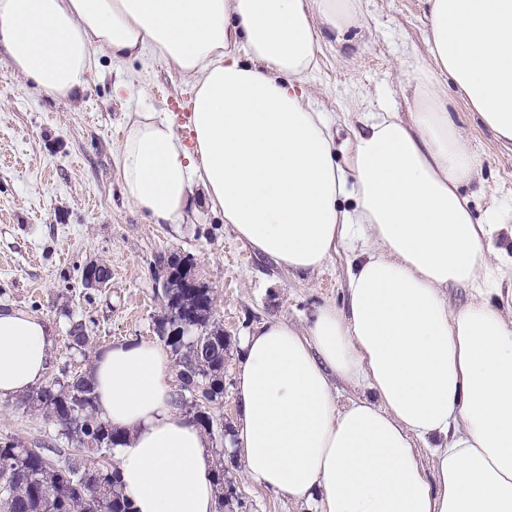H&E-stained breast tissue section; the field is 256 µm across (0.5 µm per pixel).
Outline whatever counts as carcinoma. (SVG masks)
Instances as JSON below:
<instances>
[{
	"label": "carcinoma",
	"instance_id": "carcinoma-1",
	"mask_svg": "<svg viewBox=\"0 0 512 512\" xmlns=\"http://www.w3.org/2000/svg\"><path fill=\"white\" fill-rule=\"evenodd\" d=\"M165 315L156 324V337L170 348L177 368L175 404L211 439L218 428L212 404L224 397V352L228 338L214 318L215 297L204 285L181 288L173 282L161 290ZM69 346L90 361L94 337L86 320L69 318ZM24 405L53 421L67 443L83 455L71 457L47 440L26 443L0 437V512H135L124 495L112 449L124 436L101 419L89 372L60 368L26 397ZM218 506L239 500L237 487L224 473V460L215 469Z\"/></svg>",
	"mask_w": 512,
	"mask_h": 512
}]
</instances>
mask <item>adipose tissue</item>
<instances>
[{
    "label": "adipose tissue",
    "mask_w": 512,
    "mask_h": 512,
    "mask_svg": "<svg viewBox=\"0 0 512 512\" xmlns=\"http://www.w3.org/2000/svg\"><path fill=\"white\" fill-rule=\"evenodd\" d=\"M427 4L412 112L359 116L341 161L301 84L360 0H0V44L53 97L83 89L98 52L150 47L191 79L192 145L170 113L126 115L118 176L151 223H187L208 201L293 272L361 242L344 308L240 343L232 447L251 482L310 512H512V255L494 248L512 208L475 217L464 188L481 159L444 90L512 150V0ZM452 286L467 305H449ZM52 345L44 317L0 309V401L42 384ZM92 378L99 416L124 436L135 512H215L214 458L173 400L169 351L112 343ZM341 382L362 395L340 404Z\"/></svg>",
    "instance_id": "1"
}]
</instances>
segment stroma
I'll list each match as a JSON object with an SVG mask.
<instances>
[{
    "mask_svg": "<svg viewBox=\"0 0 512 512\" xmlns=\"http://www.w3.org/2000/svg\"><path fill=\"white\" fill-rule=\"evenodd\" d=\"M360 10V24L344 42L322 43L318 66L302 84L340 147L361 113L409 112L415 82L405 62L428 60L425 0H360ZM193 94L191 81L147 48L122 60L97 54L85 90L57 99L15 73L0 45V307L43 316L53 330L51 368L80 371L86 364L68 346V314L86 320L99 349L116 341H155L164 314L155 261L170 254L191 259L198 280L214 291V317L229 338L224 397L214 406L229 428L237 414L241 336L276 318L305 325L327 303L344 307L356 252L341 243L321 270L294 273L251 251L209 205L171 227L150 223L133 207L116 168L125 114L187 112ZM448 102L482 159L479 179L465 189L473 211L484 216L495 200L512 206V151L458 96ZM231 246L247 253L245 266L227 265ZM91 263L110 269L107 286H84L82 271ZM54 433L21 399L0 402V436L31 442ZM224 467L248 512H308L307 505L252 484L234 456H225Z\"/></svg>",
    "mask_w": 512,
    "mask_h": 512,
    "instance_id": "obj_1",
    "label": "stroma"
}]
</instances>
